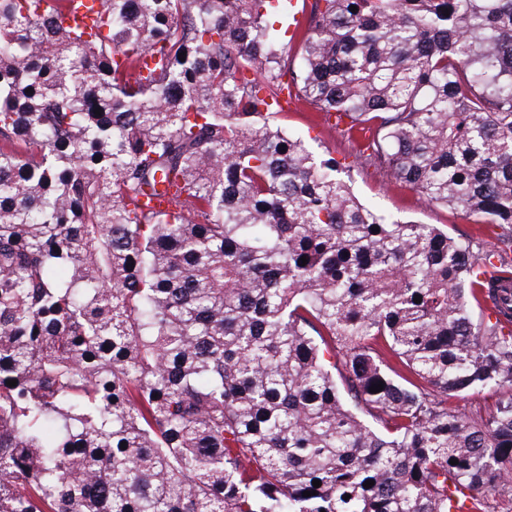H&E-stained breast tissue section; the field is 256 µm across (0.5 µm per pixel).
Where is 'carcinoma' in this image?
<instances>
[{
    "mask_svg": "<svg viewBox=\"0 0 512 512\" xmlns=\"http://www.w3.org/2000/svg\"><path fill=\"white\" fill-rule=\"evenodd\" d=\"M44 2L0 0V512H488L512 0H314L286 43L291 0H97L92 39ZM285 88L478 225L365 207ZM497 398L498 396L493 390L485 389L454 401V405L458 404L468 412L486 415L494 409Z\"/></svg>",
    "mask_w": 512,
    "mask_h": 512,
    "instance_id": "cac0c4a2",
    "label": "carcinoma"
}]
</instances>
